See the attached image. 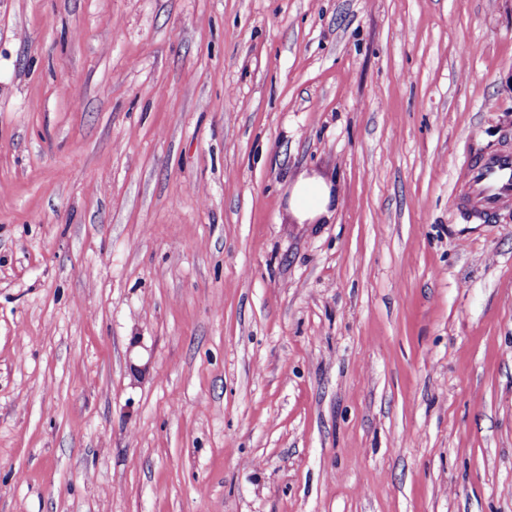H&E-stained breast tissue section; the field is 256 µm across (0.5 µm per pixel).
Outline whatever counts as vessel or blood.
Masks as SVG:
<instances>
[{
    "instance_id": "obj_1",
    "label": "vessel or blood",
    "mask_w": 512,
    "mask_h": 512,
    "mask_svg": "<svg viewBox=\"0 0 512 512\" xmlns=\"http://www.w3.org/2000/svg\"><path fill=\"white\" fill-rule=\"evenodd\" d=\"M464 192L458 210L477 220H486L512 206V150L503 148L483 154L463 168Z\"/></svg>"
}]
</instances>
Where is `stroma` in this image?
Returning <instances> with one entry per match:
<instances>
[{"instance_id": "stroma-1", "label": "stroma", "mask_w": 512, "mask_h": 512, "mask_svg": "<svg viewBox=\"0 0 512 512\" xmlns=\"http://www.w3.org/2000/svg\"><path fill=\"white\" fill-rule=\"evenodd\" d=\"M507 131L512 0H0V512H512ZM459 179L465 190L456 209L477 220L493 217L512 205V150L503 148L471 160ZM288 204L301 224L327 217L331 204V184L322 177L301 175L292 187Z\"/></svg>"}]
</instances>
